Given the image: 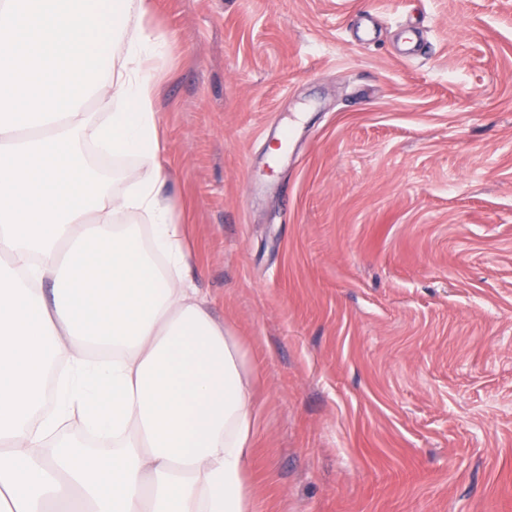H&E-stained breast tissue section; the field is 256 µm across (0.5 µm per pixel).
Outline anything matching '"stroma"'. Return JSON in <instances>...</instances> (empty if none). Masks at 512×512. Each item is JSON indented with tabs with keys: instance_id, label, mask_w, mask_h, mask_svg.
<instances>
[{
	"instance_id": "obj_1",
	"label": "stroma",
	"mask_w": 512,
	"mask_h": 512,
	"mask_svg": "<svg viewBox=\"0 0 512 512\" xmlns=\"http://www.w3.org/2000/svg\"><path fill=\"white\" fill-rule=\"evenodd\" d=\"M147 6L162 192L262 379L256 512H512V0Z\"/></svg>"
}]
</instances>
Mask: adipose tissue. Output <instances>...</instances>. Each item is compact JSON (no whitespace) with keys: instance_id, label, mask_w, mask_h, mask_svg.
Here are the masks:
<instances>
[{"instance_id":"obj_1","label":"adipose tissue","mask_w":512,"mask_h":512,"mask_svg":"<svg viewBox=\"0 0 512 512\" xmlns=\"http://www.w3.org/2000/svg\"><path fill=\"white\" fill-rule=\"evenodd\" d=\"M147 13L0 0V512H254L259 376L189 279L162 194ZM87 144L140 177L109 190ZM74 414L112 452L64 442Z\"/></svg>"}]
</instances>
